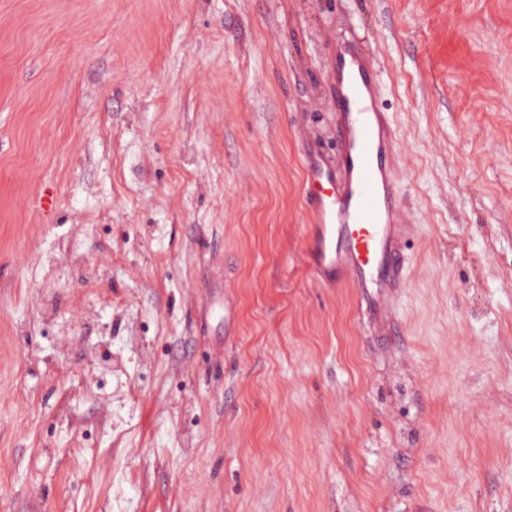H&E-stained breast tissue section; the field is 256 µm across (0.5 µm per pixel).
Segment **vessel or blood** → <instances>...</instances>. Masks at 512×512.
<instances>
[{"instance_id": "vessel-or-blood-1", "label": "vessel or blood", "mask_w": 512, "mask_h": 512, "mask_svg": "<svg viewBox=\"0 0 512 512\" xmlns=\"http://www.w3.org/2000/svg\"><path fill=\"white\" fill-rule=\"evenodd\" d=\"M337 163L305 156L303 194L315 224L309 255L326 281L356 288L367 311L389 322L404 286L403 242L396 174L397 129L382 104L374 65L337 54Z\"/></svg>"}]
</instances>
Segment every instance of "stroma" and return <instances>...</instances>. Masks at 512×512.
<instances>
[{"label": "stroma", "mask_w": 512, "mask_h": 512, "mask_svg": "<svg viewBox=\"0 0 512 512\" xmlns=\"http://www.w3.org/2000/svg\"><path fill=\"white\" fill-rule=\"evenodd\" d=\"M345 47L388 336L307 254ZM0 512H512V0H0Z\"/></svg>", "instance_id": "obj_1"}]
</instances>
